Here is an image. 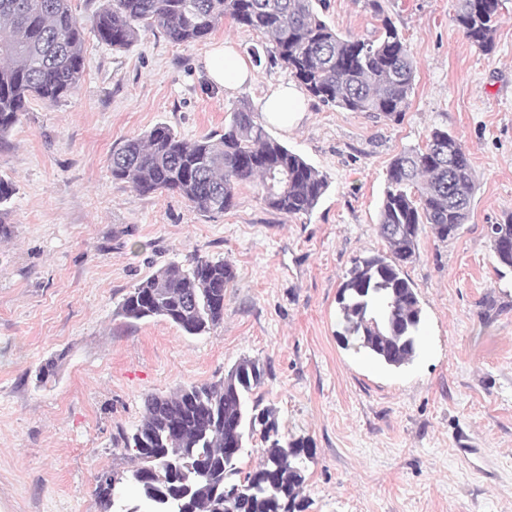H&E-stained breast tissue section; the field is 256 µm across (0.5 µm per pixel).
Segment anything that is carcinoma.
Instances as JSON below:
<instances>
[{"mask_svg": "<svg viewBox=\"0 0 512 512\" xmlns=\"http://www.w3.org/2000/svg\"><path fill=\"white\" fill-rule=\"evenodd\" d=\"M457 2V27L492 54L502 0ZM367 6L382 16L381 29L361 40L321 18L326 0H104L88 25L71 0H0V145L30 99L58 103L78 90L85 30L120 50L142 28H155L174 44L199 42L226 18L262 34L276 62L322 104L397 118L409 105L414 57L380 0ZM110 161L112 179L142 195L177 194L203 215L231 209L248 184L269 209L307 215L329 186L326 175L272 138L244 102L221 134L189 141L161 123L113 148ZM474 188L466 149L444 129H431L423 145L394 156L377 225L385 251L355 258L338 288L336 336L344 348L389 368L414 360L423 316L403 266L416 257L423 227L441 242L455 237L470 218ZM14 194V184L0 177V234ZM490 241L503 278L512 271V214L491 225ZM234 278L222 259L173 262L128 292L117 314L132 321L163 317L189 336L201 335L224 321V289ZM265 375L259 362L244 358L220 381L146 396L140 423L120 435L127 468L96 477L97 512H141L115 494L124 483L137 489L149 512H305L310 443L286 436L276 412L249 399ZM256 436L261 459L245 472L240 458Z\"/></svg>", "mask_w": 512, "mask_h": 512, "instance_id": "1", "label": "carcinoma"}]
</instances>
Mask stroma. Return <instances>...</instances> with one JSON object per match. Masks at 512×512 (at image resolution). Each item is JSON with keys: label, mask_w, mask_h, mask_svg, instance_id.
<instances>
[{"label": "stroma", "mask_w": 512, "mask_h": 512, "mask_svg": "<svg viewBox=\"0 0 512 512\" xmlns=\"http://www.w3.org/2000/svg\"><path fill=\"white\" fill-rule=\"evenodd\" d=\"M327 0L340 35H377L382 16L416 62L399 119L308 98L301 122L268 133L326 174L315 210L286 216L255 187L204 216L181 197L114 181L113 147L164 123L184 139L223 132L240 102L258 109L291 82L270 58L225 95L207 79L209 41L176 45L141 30L129 49L85 35L78 91L30 100L0 149L16 186L0 234V512H97L99 472L124 465L145 395L222 380L251 358L269 373L256 394L280 426L311 442L307 512H512V275L498 278L488 227L512 214V0L486 55L453 21L455 0ZM471 160L473 211L456 236L418 238L404 272L417 288L422 337L391 369L343 349L338 287L377 233L386 169L433 128ZM220 258L236 277L224 321L190 336L160 318L128 322L124 295L159 268ZM494 296L492 320L480 302Z\"/></svg>", "instance_id": "1"}]
</instances>
